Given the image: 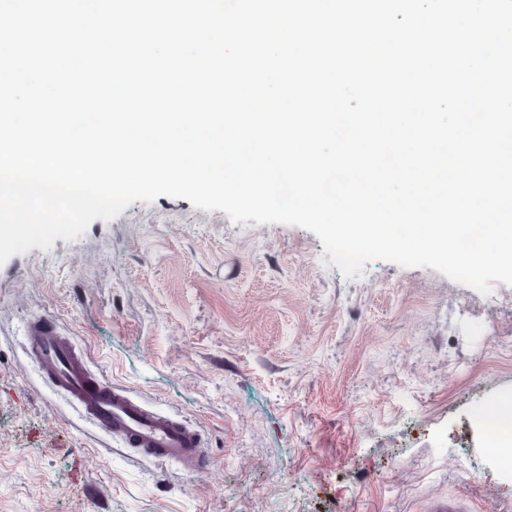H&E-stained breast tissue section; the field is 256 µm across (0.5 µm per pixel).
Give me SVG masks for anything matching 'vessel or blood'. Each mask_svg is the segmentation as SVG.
<instances>
[{
  "label": "vessel or blood",
  "instance_id": "1",
  "mask_svg": "<svg viewBox=\"0 0 512 512\" xmlns=\"http://www.w3.org/2000/svg\"><path fill=\"white\" fill-rule=\"evenodd\" d=\"M30 352L59 393L101 431L146 457L197 470L207 466L203 436L176 416L146 407L121 386L93 371L76 341L49 317L32 320L26 331Z\"/></svg>",
  "mask_w": 512,
  "mask_h": 512
}]
</instances>
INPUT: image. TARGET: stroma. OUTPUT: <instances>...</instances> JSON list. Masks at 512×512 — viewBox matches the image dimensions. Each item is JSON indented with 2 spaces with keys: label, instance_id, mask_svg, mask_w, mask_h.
I'll return each instance as SVG.
<instances>
[{
  "label": "stroma",
  "instance_id": "35a3bbf8",
  "mask_svg": "<svg viewBox=\"0 0 512 512\" xmlns=\"http://www.w3.org/2000/svg\"><path fill=\"white\" fill-rule=\"evenodd\" d=\"M48 315L92 369L206 439L186 470L82 417L26 349ZM512 396V286L344 279L312 232L137 201L0 265V512H512L470 412Z\"/></svg>",
  "mask_w": 512,
  "mask_h": 512
}]
</instances>
